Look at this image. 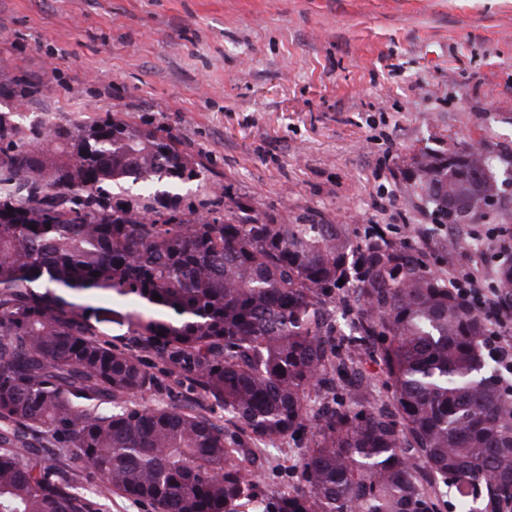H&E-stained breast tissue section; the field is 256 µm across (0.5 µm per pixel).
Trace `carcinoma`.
I'll return each mask as SVG.
<instances>
[{
  "label": "carcinoma",
  "mask_w": 512,
  "mask_h": 512,
  "mask_svg": "<svg viewBox=\"0 0 512 512\" xmlns=\"http://www.w3.org/2000/svg\"><path fill=\"white\" fill-rule=\"evenodd\" d=\"M48 91L0 81L3 101ZM30 130L0 113V512H101L114 495L153 512H440V485L451 512H512V385L488 354L491 318L419 247L382 228L275 224L220 186L184 211L171 188L204 181L202 164L108 112ZM404 175L439 226L457 200L500 192L467 146L423 152ZM495 294L512 307V259ZM106 324L187 372L236 433L174 401L141 404L157 380L97 339ZM307 422L295 483L258 496L249 445ZM41 438L95 491L35 452Z\"/></svg>",
  "instance_id": "1"
}]
</instances>
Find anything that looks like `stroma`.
<instances>
[{
	"label": "stroma",
	"mask_w": 512,
	"mask_h": 512,
	"mask_svg": "<svg viewBox=\"0 0 512 512\" xmlns=\"http://www.w3.org/2000/svg\"><path fill=\"white\" fill-rule=\"evenodd\" d=\"M49 85L23 114L111 113L165 129L212 184L261 214H311L410 241L438 271L490 287L512 236V178L474 224L434 227L400 172L424 150L479 143L512 175V0H0V80ZM160 384L148 406L206 410L204 393L137 337L106 328ZM310 428L252 447L256 491L295 482Z\"/></svg>",
	"instance_id": "35a3bbf8"
}]
</instances>
